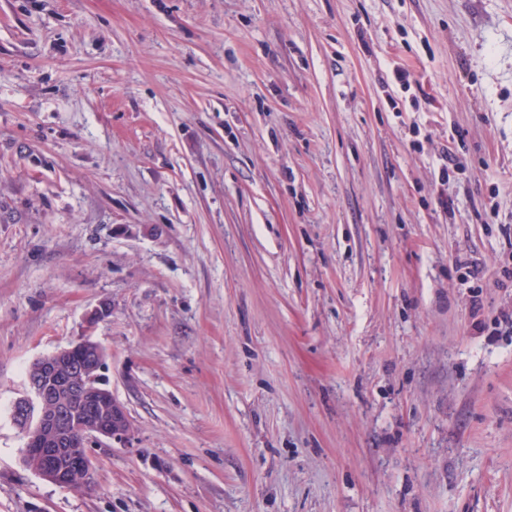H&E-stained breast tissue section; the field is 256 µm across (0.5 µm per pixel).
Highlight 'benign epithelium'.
<instances>
[{
	"label": "benign epithelium",
	"instance_id": "benign-epithelium-1",
	"mask_svg": "<svg viewBox=\"0 0 512 512\" xmlns=\"http://www.w3.org/2000/svg\"><path fill=\"white\" fill-rule=\"evenodd\" d=\"M104 366L103 348L84 337L35 361L29 392L12 406V420L25 437L24 464L52 483L91 473L90 439L129 434L125 408L103 387Z\"/></svg>",
	"mask_w": 512,
	"mask_h": 512
}]
</instances>
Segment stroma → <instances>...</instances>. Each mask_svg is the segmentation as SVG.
Returning <instances> with one entry per match:
<instances>
[{
	"label": "stroma",
	"mask_w": 512,
	"mask_h": 512,
	"mask_svg": "<svg viewBox=\"0 0 512 512\" xmlns=\"http://www.w3.org/2000/svg\"><path fill=\"white\" fill-rule=\"evenodd\" d=\"M0 512H512V0H0ZM104 366L103 348L89 337L32 364L29 392L11 416L25 437L24 464L45 480L66 485L75 473L89 475V440L129 434L125 408L101 382Z\"/></svg>",
	"instance_id": "1"
}]
</instances>
